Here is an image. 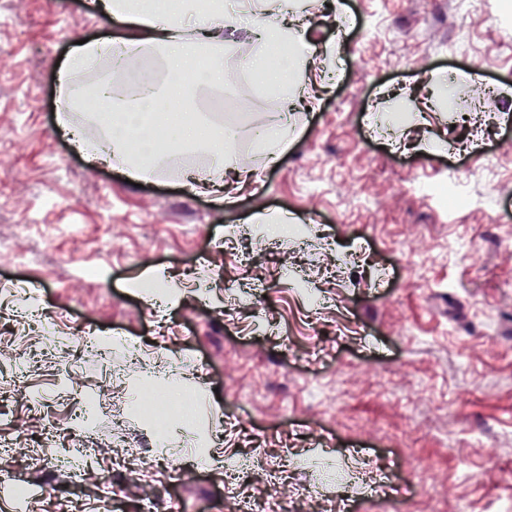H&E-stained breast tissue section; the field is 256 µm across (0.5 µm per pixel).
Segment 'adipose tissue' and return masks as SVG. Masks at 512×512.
<instances>
[{
  "label": "adipose tissue",
  "instance_id": "ef3b65f1",
  "mask_svg": "<svg viewBox=\"0 0 512 512\" xmlns=\"http://www.w3.org/2000/svg\"><path fill=\"white\" fill-rule=\"evenodd\" d=\"M250 8H243L241 0H224V6L211 11L187 6L177 17H170L153 10L150 0H137L126 4L125 0H99L98 8L112 21L125 28L126 38L117 45L129 56L147 51L163 55L166 65L176 78L167 92H153L142 99L140 106L150 112L166 110L172 98L187 99L192 96L190 87L181 84L183 75L193 69L200 52H208L209 66L207 83L223 84L224 31L242 25L247 27L250 37L238 42L236 51L240 62L252 73L259 75L264 84L290 94L301 93L304 83L295 76L298 67L310 60L311 49L297 37L292 17L296 10L291 0H250ZM282 49L288 66L282 70L269 68L267 59L271 46ZM181 141L205 145L209 151L215 173L224 168L247 173L244 163L226 153L225 138L206 129L195 113H185L179 133Z\"/></svg>",
  "mask_w": 512,
  "mask_h": 512
}]
</instances>
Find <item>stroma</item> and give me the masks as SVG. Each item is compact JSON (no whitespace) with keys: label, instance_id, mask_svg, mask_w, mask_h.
I'll list each match as a JSON object with an SVG mask.
<instances>
[{"label":"stroma","instance_id":"1","mask_svg":"<svg viewBox=\"0 0 512 512\" xmlns=\"http://www.w3.org/2000/svg\"><path fill=\"white\" fill-rule=\"evenodd\" d=\"M507 0H315L303 25L315 56L313 107L285 112L236 57L224 67L231 151L255 174L231 200L187 194L159 165L141 184L96 166L72 142L84 114L59 124L61 66L77 41L122 30L90 0H0V284L37 297L32 311L0 296V386L12 394L0 439L16 444L13 480L30 512H58L100 487L128 506L167 498L174 512H223L224 484L193 478L196 434L219 458L262 468L243 488H286L288 512H328L338 482L309 461L341 454L368 468L345 512H388L375 487L401 463L424 512H502L512 504V23ZM288 117L277 159L254 126ZM449 189L433 200L423 183ZM59 204L41 206L46 195ZM289 219L279 239L270 227ZM163 268L179 295L148 298ZM210 284L208 298L189 288ZM119 331L141 364L85 358L88 389L122 370L95 415L93 472L42 469L21 444L42 438L26 397L51 395L59 361L40 352L44 326ZM204 365L184 429L155 447L157 428L112 416L148 376L170 379L176 355ZM466 399H459V392ZM125 437L131 483L110 463Z\"/></svg>","mask_w":512,"mask_h":512}]
</instances>
